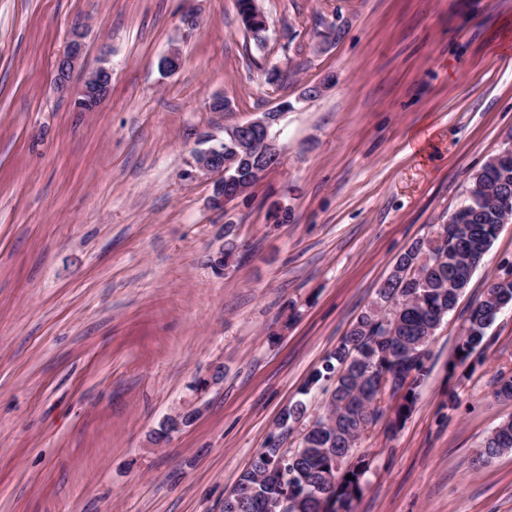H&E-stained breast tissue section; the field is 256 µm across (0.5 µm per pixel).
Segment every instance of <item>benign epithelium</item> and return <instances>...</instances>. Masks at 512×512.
Here are the masks:
<instances>
[{
    "instance_id": "1",
    "label": "benign epithelium",
    "mask_w": 512,
    "mask_h": 512,
    "mask_svg": "<svg viewBox=\"0 0 512 512\" xmlns=\"http://www.w3.org/2000/svg\"><path fill=\"white\" fill-rule=\"evenodd\" d=\"M83 30L82 24H73L67 45L56 61L53 87L59 94L72 96L79 111L95 112L110 93L112 72L104 57L93 68L84 66ZM77 70L81 72V83L74 91L72 78ZM285 113L287 110L280 106L258 118L226 128L227 137L239 148L237 157L249 165L250 175L245 179L230 174V162L220 161L222 143H212L194 152L195 173L212 180L210 204L213 208L222 210L228 202L250 194L279 162L281 147L271 128Z\"/></svg>"
}]
</instances>
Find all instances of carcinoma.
<instances>
[{"mask_svg": "<svg viewBox=\"0 0 512 512\" xmlns=\"http://www.w3.org/2000/svg\"><path fill=\"white\" fill-rule=\"evenodd\" d=\"M252 0H238L241 21L253 39L263 43L261 28L249 23ZM512 196V162L491 160L482 166L469 195L433 237L413 242L395 262L378 300L364 312L328 353L321 367L304 383L302 394L320 387L327 395L324 411L308 414L296 402L281 418L303 423L296 447H283L284 436H270L253 456L233 490L224 497V512H318L319 494L336 487V500L327 512L351 509L361 493V479L371 461L357 453L359 442L383 416L384 395L398 399L387 431H397L410 415L425 379L424 359L437 329L454 311L473 273L504 224V214L487 196ZM512 305V272L491 279L483 296L464 317L457 363L471 357L481 361L488 347L487 329L496 321L498 304ZM512 450V419L491 432L477 450L489 463ZM288 456V472L281 479L273 468Z\"/></svg>", "mask_w": 512, "mask_h": 512, "instance_id": "1", "label": "carcinoma"}]
</instances>
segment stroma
Here are the masks:
<instances>
[{"label": "stroma", "mask_w": 512, "mask_h": 512, "mask_svg": "<svg viewBox=\"0 0 512 512\" xmlns=\"http://www.w3.org/2000/svg\"><path fill=\"white\" fill-rule=\"evenodd\" d=\"M260 5L261 47L237 0H0V512H224L398 256L512 144V0ZM78 19L87 63L112 68L95 112L52 86ZM174 46L183 63L161 73ZM283 101L280 164L212 209L193 151ZM228 224L240 249L219 273ZM511 268L512 223L437 330L409 417L363 441L352 512H512V451L475 460L512 419L493 396L512 375V307L482 363L448 368L459 310ZM191 403L204 414L155 443Z\"/></svg>", "instance_id": "35a3bbf8"}]
</instances>
